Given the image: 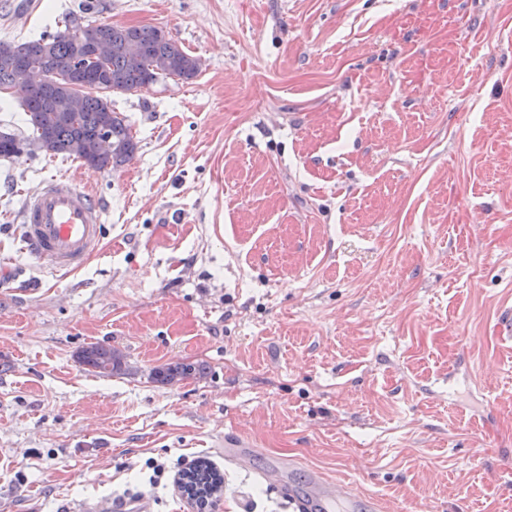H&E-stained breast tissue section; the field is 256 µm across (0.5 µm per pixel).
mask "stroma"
<instances>
[{
	"instance_id": "stroma-1",
	"label": "stroma",
	"mask_w": 512,
	"mask_h": 512,
	"mask_svg": "<svg viewBox=\"0 0 512 512\" xmlns=\"http://www.w3.org/2000/svg\"><path fill=\"white\" fill-rule=\"evenodd\" d=\"M80 2L0 0V42ZM84 19L161 27L201 68L113 94L138 150L112 172L0 159V512H192L186 457L223 475L219 512H286L225 464L231 431L384 512H512V0H93ZM63 169L104 211L73 273L38 265L19 221ZM89 343L121 373L79 364ZM182 361L206 375L153 381ZM151 504L143 498H136L124 501L120 505H113L112 502L106 500H98L97 502L86 501L78 508H72L77 512H151Z\"/></svg>"
}]
</instances>
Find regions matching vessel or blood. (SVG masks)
<instances>
[{"label":"vessel or blood","mask_w":512,"mask_h":512,"mask_svg":"<svg viewBox=\"0 0 512 512\" xmlns=\"http://www.w3.org/2000/svg\"><path fill=\"white\" fill-rule=\"evenodd\" d=\"M24 249L43 268L73 272L100 250L103 210L91 191L73 175L59 173L44 179L29 194L21 212ZM257 446L237 434L224 437V458L249 468ZM262 478L297 512H377L373 498L356 493L321 472L300 470L292 459L274 458L261 471ZM77 512H151V504L136 498L120 505L100 500L84 502Z\"/></svg>","instance_id":"b4317fda"}]
</instances>
